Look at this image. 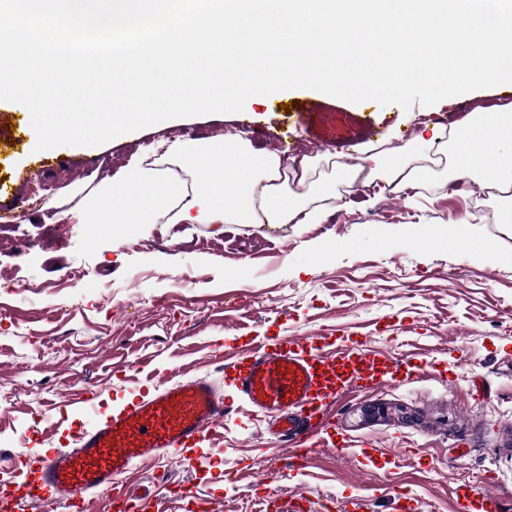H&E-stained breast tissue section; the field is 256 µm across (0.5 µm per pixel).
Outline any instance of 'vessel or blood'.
<instances>
[{"mask_svg": "<svg viewBox=\"0 0 512 512\" xmlns=\"http://www.w3.org/2000/svg\"><path fill=\"white\" fill-rule=\"evenodd\" d=\"M378 355L353 347L328 354L323 347L295 339L271 346L266 341L239 354L232 366L233 394L213 380L168 375L151 392L132 398L105 417L93 416L74 437V445L32 452L25 466L36 487L25 500L2 499L0 512H87L92 499L107 495L113 512H167L160 489H130L125 476L146 459H181L201 449L234 399L256 415L277 418L284 466L268 472L280 481L298 469L324 428L326 401L350 386L367 382ZM499 497H457L454 512H503Z\"/></svg>", "mask_w": 512, "mask_h": 512, "instance_id": "obj_1", "label": "vessel or blood"}]
</instances>
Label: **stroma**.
Instances as JSON below:
<instances>
[{
	"instance_id": "1",
	"label": "stroma",
	"mask_w": 512,
	"mask_h": 512,
	"mask_svg": "<svg viewBox=\"0 0 512 512\" xmlns=\"http://www.w3.org/2000/svg\"><path fill=\"white\" fill-rule=\"evenodd\" d=\"M283 100L53 152L35 151L21 106L0 101V179L25 180L20 219L0 242V495L33 493L10 464L32 439L69 447L85 418L76 393L98 394L107 415L164 372L218 377L222 353L309 336L330 350L352 341L376 350L392 374L330 407L332 433L303 471L268 484L279 441L242 405L203 448L213 467L191 455L149 461L133 483L165 477L172 505L196 492L216 512H254L277 489L303 490L324 512H349L356 498L362 512H453L463 490L512 504V236L485 215L512 218V203L473 193L466 176L442 188L441 166L398 196L332 170L354 162L359 144L399 148L421 122L512 103V86L407 110L312 89ZM229 130L257 149L279 142L319 158L317 178L333 184L326 221L97 223L98 198L132 158L157 177L181 176L176 154L151 153L153 144L207 143ZM483 237L498 250L470 247ZM73 268L80 279H68Z\"/></svg>"
}]
</instances>
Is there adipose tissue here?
I'll use <instances>...</instances> for the list:
<instances>
[{"label": "adipose tissue", "instance_id": "adipose-tissue-1", "mask_svg": "<svg viewBox=\"0 0 512 512\" xmlns=\"http://www.w3.org/2000/svg\"><path fill=\"white\" fill-rule=\"evenodd\" d=\"M507 140L512 141V103L477 109L463 124L432 127L430 134H417L400 148L364 144L357 162L339 174L366 186L381 181L400 193L425 182L448 153L455 171L469 175L478 193L507 198L512 196V152L499 150ZM179 153L192 177L191 189L177 181L156 184L148 169L134 166L99 198L101 222L153 224L174 203L182 215L202 209L211 222L224 224H320L327 218L316 205L328 193L316 178L318 158L304 155L291 167L276 154L254 150L237 134L211 146L183 145ZM218 153L228 165L223 177L214 180L209 167Z\"/></svg>", "mask_w": 512, "mask_h": 512}]
</instances>
